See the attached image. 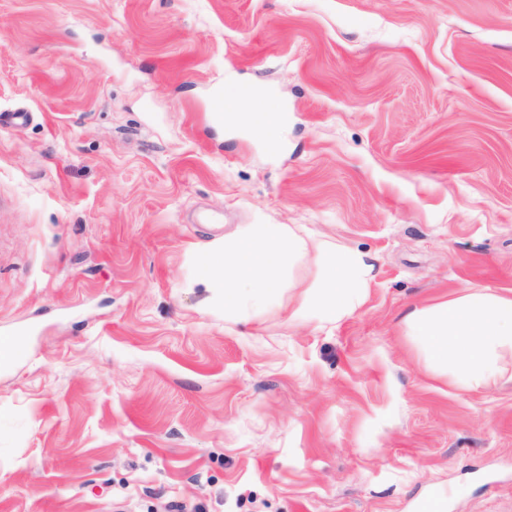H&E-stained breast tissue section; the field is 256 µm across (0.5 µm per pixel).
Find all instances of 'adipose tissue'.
Instances as JSON below:
<instances>
[{
    "instance_id": "ef3b65f1",
    "label": "adipose tissue",
    "mask_w": 512,
    "mask_h": 512,
    "mask_svg": "<svg viewBox=\"0 0 512 512\" xmlns=\"http://www.w3.org/2000/svg\"><path fill=\"white\" fill-rule=\"evenodd\" d=\"M261 104L262 94L235 88L224 92L228 118H246L257 134L274 138L280 115L241 113L240 102ZM200 283L224 287V316L232 319L247 309L276 303L281 288L302 286L295 274L304 262H314L315 280L306 287L302 306L290 317L313 313L319 321L336 324L351 316L366 300L374 278L371 256L324 241H314L287 224H247L230 240L214 241L196 254ZM401 329L430 375L458 390H472L500 381L512 382L503 364L512 355V292L466 288L447 299L414 308L403 316Z\"/></svg>"
}]
</instances>
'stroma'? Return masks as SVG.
Here are the masks:
<instances>
[{"label": "stroma", "mask_w": 512, "mask_h": 512, "mask_svg": "<svg viewBox=\"0 0 512 512\" xmlns=\"http://www.w3.org/2000/svg\"><path fill=\"white\" fill-rule=\"evenodd\" d=\"M242 224L365 303L225 321L192 253ZM463 288L512 290V0H0V512H512V384L399 327ZM244 97H249L255 107L260 106L261 102L264 99V96L261 93H256L255 91H252V94L247 95L246 90L241 88H234L230 91L224 90V102L220 96L215 98L213 100V112H225V116H227L230 119L237 120L241 117V115L239 114L240 101ZM263 110L256 109L254 112L247 113L244 117L247 120L249 126L257 134L274 138L280 133L282 124V118L278 114L273 113H260ZM265 117H261L260 115Z\"/></svg>", "instance_id": "obj_1"}]
</instances>
